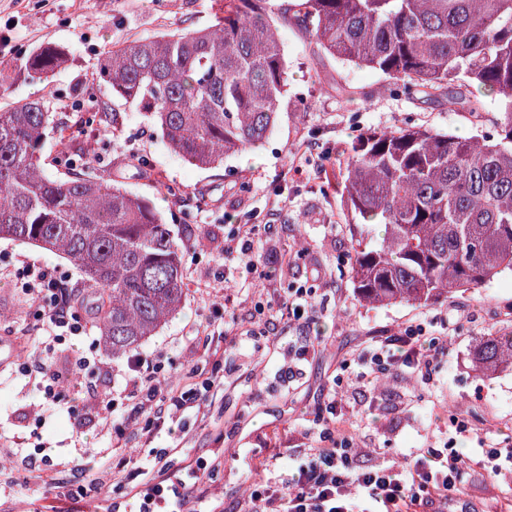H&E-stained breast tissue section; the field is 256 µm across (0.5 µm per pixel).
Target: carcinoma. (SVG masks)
Here are the masks:
<instances>
[{
  "instance_id": "cac0c4a2",
  "label": "carcinoma",
  "mask_w": 512,
  "mask_h": 512,
  "mask_svg": "<svg viewBox=\"0 0 512 512\" xmlns=\"http://www.w3.org/2000/svg\"><path fill=\"white\" fill-rule=\"evenodd\" d=\"M216 23L114 45L96 81L144 113L184 161L215 168L263 144L283 108L288 61L272 0H224ZM278 13L334 58L402 82L418 99L445 94L478 119L495 91V134L465 139L428 127L379 130L350 147L341 195L356 224H383L353 245L351 279L371 305L428 306L512 273V0H283ZM64 62L42 45L18 62L44 80ZM54 123L42 99L0 111V240L62 253L101 299L96 326L117 357L156 335L181 306L183 238L151 203L97 174L49 173ZM477 375L512 369V330L473 348Z\"/></svg>"
}]
</instances>
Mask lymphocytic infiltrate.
Listing matches in <instances>:
<instances>
[{
	"instance_id": "obj_1",
	"label": "lymphocytic infiltrate",
	"mask_w": 512,
	"mask_h": 512,
	"mask_svg": "<svg viewBox=\"0 0 512 512\" xmlns=\"http://www.w3.org/2000/svg\"><path fill=\"white\" fill-rule=\"evenodd\" d=\"M261 230L256 224H241L227 235L223 252L237 254L257 279L269 270L258 268L255 245ZM21 288L40 310V335L36 356L15 363L21 375L42 376V407L52 411L65 398L61 375L47 373L44 361L65 343L86 335L89 316L85 297L70 284L68 275L43 262L24 261ZM448 344L447 337L426 335L424 327L411 326L403 333L376 338L358 357L357 381L364 382L402 365L417 368ZM120 389L96 397L97 416L117 421L124 402L145 408L156 404L178 412L191 408L195 389H173L161 360L132 356L123 373ZM321 447L305 449L291 474L274 475L256 484L245 502V512H447L449 498L465 479L462 456L452 448H423L404 464L360 468L351 436L334 439L331 428L320 434Z\"/></svg>"
}]
</instances>
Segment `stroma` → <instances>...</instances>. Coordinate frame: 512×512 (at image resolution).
<instances>
[{
	"label": "stroma",
	"instance_id": "stroma-1",
	"mask_svg": "<svg viewBox=\"0 0 512 512\" xmlns=\"http://www.w3.org/2000/svg\"><path fill=\"white\" fill-rule=\"evenodd\" d=\"M217 11L216 0H0V110L41 98L58 121L70 123L73 100L95 89L107 112L122 115L116 134H86L103 177L149 200L186 237L184 305L136 353L167 357L173 383L198 390L195 408L162 411L151 424L146 413L123 408L118 454L125 466L100 471L98 492L76 502L70 495L85 481L87 450L112 444V429L98 423L87 392L118 387L125 358L75 374L64 405L49 412L37 409L38 377L0 378V512H124L132 474L153 466L167 468L181 493L206 496L212 512H235L260 476L242 455L284 449L275 463L283 471L303 449L319 446L313 419L338 377L360 467L451 446L464 456L467 481L450 512H512V465L491 471L481 450L485 443L512 448V371L479 377L471 367L476 340L512 330V276L429 307L365 304L350 278L357 229L336 185L363 133L425 126L461 137L487 134L496 110L477 121L447 97H408L379 72L329 56L279 21L288 80L275 127L258 150L197 168L170 151L142 114L108 88L93 87L92 75L112 45L205 28ZM46 42L63 48L65 62L49 80H31L16 61ZM243 221L267 228L258 260L274 271L272 281H254L235 256L220 252L225 232ZM26 259L56 265L73 285L81 283L68 260L0 241V336L16 341L22 357L34 350L38 325L37 306L20 288ZM292 283L313 288L312 309L261 336L265 311L285 306ZM228 309L237 320L223 335H190L191 325L219 320ZM418 323L447 333L442 355L416 372L396 366L377 383H355L346 360L376 337ZM212 346L224 352L223 382L207 390L203 355ZM456 419L467 431H450Z\"/></svg>",
	"mask_w": 512,
	"mask_h": 512
}]
</instances>
